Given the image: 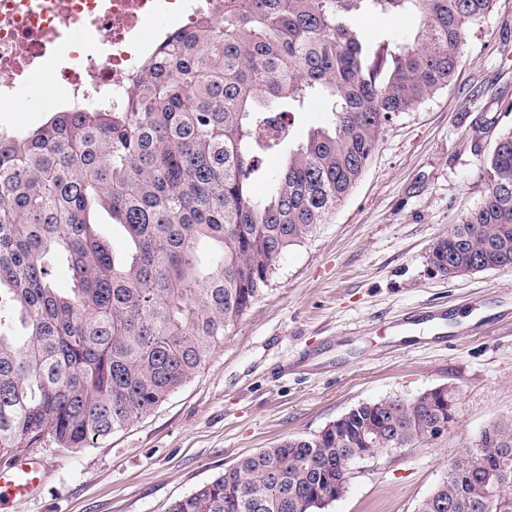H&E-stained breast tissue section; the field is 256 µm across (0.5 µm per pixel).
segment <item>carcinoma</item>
<instances>
[{
  "mask_svg": "<svg viewBox=\"0 0 512 512\" xmlns=\"http://www.w3.org/2000/svg\"><path fill=\"white\" fill-rule=\"evenodd\" d=\"M494 0H207L163 35L130 78L126 103L56 109L0 132V456L46 434L85 448L151 413L188 383L268 289L288 251L327 223L363 176L384 128L448 87L466 35ZM412 13L407 43L368 39L358 19ZM325 107L292 148L285 114ZM288 149L265 198L261 156ZM482 200L428 259L512 268V128L483 169ZM106 212L128 242L98 233ZM65 261L74 288L51 272ZM26 329L14 335V318ZM451 386L361 403L306 436L262 448L169 512H320L343 495L369 433L395 448L440 438ZM473 470L445 477L417 512H509L488 478L512 483V417L484 430Z\"/></svg>",
  "mask_w": 512,
  "mask_h": 512,
  "instance_id": "cac0c4a2",
  "label": "carcinoma"
}]
</instances>
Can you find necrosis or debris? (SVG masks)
Returning a JSON list of instances; mask_svg holds the SVG:
<instances>
[{"mask_svg":"<svg viewBox=\"0 0 512 512\" xmlns=\"http://www.w3.org/2000/svg\"><path fill=\"white\" fill-rule=\"evenodd\" d=\"M197 9L193 0H0V106L50 71L63 101L116 107L147 46L144 31Z\"/></svg>","mask_w":512,"mask_h":512,"instance_id":"1","label":"necrosis or debris"}]
</instances>
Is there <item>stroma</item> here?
<instances>
[{"mask_svg":"<svg viewBox=\"0 0 512 512\" xmlns=\"http://www.w3.org/2000/svg\"><path fill=\"white\" fill-rule=\"evenodd\" d=\"M372 38L408 41L417 18L365 16ZM12 104L0 130L51 115ZM512 0L472 28L456 79L386 128L364 175L329 223L283 257L270 286L210 361L149 415L74 451L52 438L14 450L42 488L0 512H166L239 458L316 433L360 403L458 390L436 441L358 461L324 512H417L448 462L512 417V268L446 278L432 244L481 200L486 158L512 126ZM487 131L475 139V124Z\"/></svg>","mask_w":512,"mask_h":512,"instance_id":"obj_1","label":"stroma"}]
</instances>
